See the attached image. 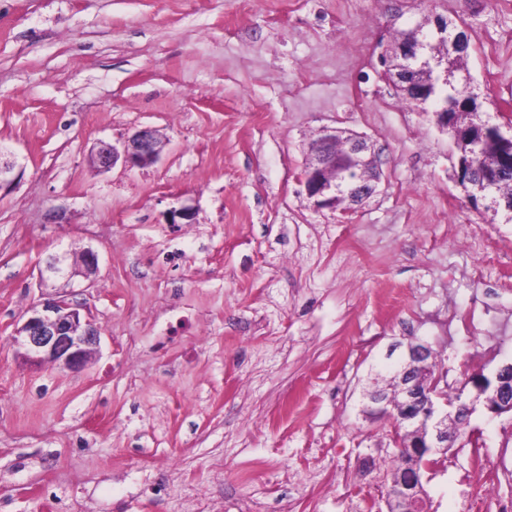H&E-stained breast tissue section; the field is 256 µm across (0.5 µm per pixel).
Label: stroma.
<instances>
[{
    "instance_id": "35a3bbf8",
    "label": "stroma",
    "mask_w": 512,
    "mask_h": 512,
    "mask_svg": "<svg viewBox=\"0 0 512 512\" xmlns=\"http://www.w3.org/2000/svg\"><path fill=\"white\" fill-rule=\"evenodd\" d=\"M462 20L482 120L512 103V0H0V512H388L392 344L424 343L448 392L512 363V220L472 208L457 149L380 74L379 45ZM143 127L155 164L97 172ZM324 128L381 148L350 215L299 176ZM195 221L171 224V210ZM501 250L482 278L483 245ZM92 248L73 301L102 328L87 370L34 368L12 335L53 253ZM470 312L456 330L451 313ZM471 425L512 498V412ZM469 450L424 472L464 512Z\"/></svg>"
}]
</instances>
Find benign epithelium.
Segmentation results:
<instances>
[{"label":"benign epithelium","instance_id":"1","mask_svg":"<svg viewBox=\"0 0 512 512\" xmlns=\"http://www.w3.org/2000/svg\"><path fill=\"white\" fill-rule=\"evenodd\" d=\"M439 40L453 31L452 43L461 41V31L465 25L448 28V19L436 17L432 20ZM420 35V28L413 26L390 43L382 46L379 62L389 82L401 93L409 86V79L415 77L418 69L411 68L403 57L404 42H414ZM437 127L451 134L455 145L467 144L476 138L478 132L491 135L498 143L503 167L512 165V118L506 117L504 126L487 122L479 124H459L448 120V107L433 110ZM162 141L157 130L145 127L136 131L124 141L122 149L102 143L93 158L100 170H108L118 160L131 167H144L158 161ZM467 163L457 160V182L462 186L466 197L477 202L489 201L486 209L495 213L502 211L512 218V201L498 197L491 192L492 176L470 177L463 174ZM358 169V180L343 184L339 173L347 169ZM381 161L367 140L354 133L339 129L324 130L319 136L314 153L306 163L301 177L308 198L318 208L339 209L344 213L354 211L376 192L381 181ZM98 263L95 251L86 248L82 251L80 263H73L68 252L63 251L49 256L45 270L40 272L39 283H44L45 275L62 278L70 283L77 277L88 278L94 274ZM15 343L23 349L22 357L35 365L49 363L70 372H81L91 363L101 344V327L90 317L81 316L78 305L64 295L48 297L30 309V315L16 330ZM431 354L428 346L415 343L407 346V355L394 370L401 387L398 404H392L382 394L366 393L369 402L378 406L380 414L396 413L398 420L393 422L392 439L401 443L404 427L416 425L422 428L415 439L408 444L415 456H428L440 448H448L462 432H473L471 416L474 402H466L458 397L452 401L448 395L433 390L422 391L415 378L416 361ZM477 396L484 397L486 409L494 414L512 410V363L501 366L494 380L477 377L472 379ZM425 497L421 480L399 482L391 498L392 512H410L414 504Z\"/></svg>","mask_w":512,"mask_h":512}]
</instances>
